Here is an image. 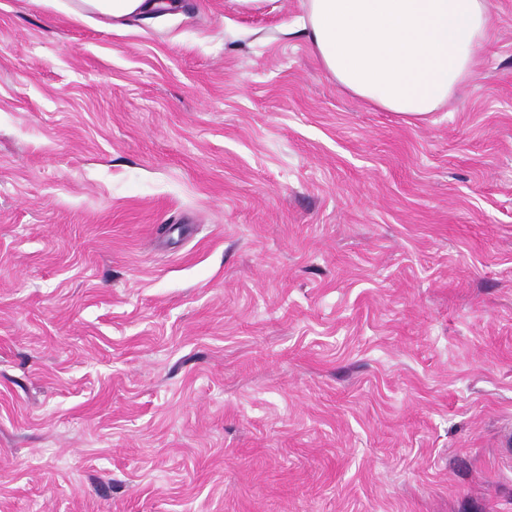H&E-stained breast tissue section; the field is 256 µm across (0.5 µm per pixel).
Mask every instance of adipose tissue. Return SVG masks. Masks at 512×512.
Listing matches in <instances>:
<instances>
[{
  "label": "adipose tissue",
  "instance_id": "obj_1",
  "mask_svg": "<svg viewBox=\"0 0 512 512\" xmlns=\"http://www.w3.org/2000/svg\"><path fill=\"white\" fill-rule=\"evenodd\" d=\"M173 0H77L72 13L122 19ZM299 29L337 85L409 124L426 122L476 77L489 0H302Z\"/></svg>",
  "mask_w": 512,
  "mask_h": 512
}]
</instances>
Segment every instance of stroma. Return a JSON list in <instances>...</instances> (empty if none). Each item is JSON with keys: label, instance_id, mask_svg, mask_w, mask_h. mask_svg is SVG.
<instances>
[{"label": "stroma", "instance_id": "35a3bbf8", "mask_svg": "<svg viewBox=\"0 0 512 512\" xmlns=\"http://www.w3.org/2000/svg\"><path fill=\"white\" fill-rule=\"evenodd\" d=\"M181 2L0 0V512H512V0L418 125ZM176 6L173 0H78L72 13L78 19L89 18V13L122 19L147 11L165 12Z\"/></svg>", "mask_w": 512, "mask_h": 512}]
</instances>
